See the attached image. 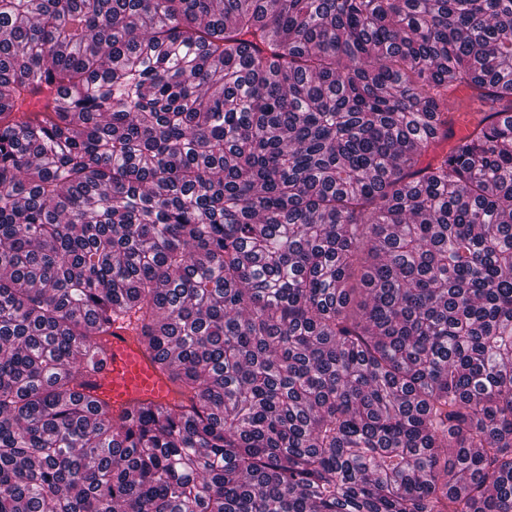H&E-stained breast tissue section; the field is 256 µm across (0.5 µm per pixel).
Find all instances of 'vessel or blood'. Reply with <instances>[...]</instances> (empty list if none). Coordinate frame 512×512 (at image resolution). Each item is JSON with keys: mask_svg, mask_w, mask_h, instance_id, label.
Segmentation results:
<instances>
[{"mask_svg": "<svg viewBox=\"0 0 512 512\" xmlns=\"http://www.w3.org/2000/svg\"><path fill=\"white\" fill-rule=\"evenodd\" d=\"M102 366L88 375V394L121 413L142 403L166 407L178 401L175 385L154 362L132 328L112 326L102 337Z\"/></svg>", "mask_w": 512, "mask_h": 512, "instance_id": "vessel-or-blood-1", "label": "vessel or blood"}]
</instances>
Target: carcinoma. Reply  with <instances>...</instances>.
Here are the masks:
<instances>
[{
  "instance_id": "carcinoma-1",
  "label": "carcinoma",
  "mask_w": 512,
  "mask_h": 512,
  "mask_svg": "<svg viewBox=\"0 0 512 512\" xmlns=\"http://www.w3.org/2000/svg\"><path fill=\"white\" fill-rule=\"evenodd\" d=\"M0 512H512V0H0ZM102 366L88 375L86 392L119 414L142 403L166 407L180 400L175 385L154 362L131 327L112 328L102 336Z\"/></svg>"
}]
</instances>
